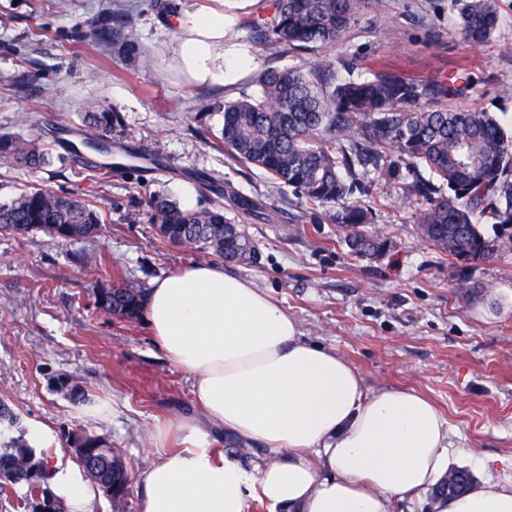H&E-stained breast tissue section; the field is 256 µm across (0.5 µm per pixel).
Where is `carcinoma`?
<instances>
[{"mask_svg":"<svg viewBox=\"0 0 512 512\" xmlns=\"http://www.w3.org/2000/svg\"><path fill=\"white\" fill-rule=\"evenodd\" d=\"M459 22L457 33L471 43L490 40L500 21L497 0H451ZM378 0H270L264 15L241 22L250 36L276 54L316 51L342 41L345 31L370 13ZM121 42L127 62L136 66L142 55L132 34L104 27L99 43ZM333 66L312 61L288 69L268 67L257 78L258 91L224 103L219 141L237 162L262 170L275 185L293 188L309 202L337 209L352 253L367 257L384 252L388 240L369 228L368 210L347 200L360 181H346L341 170L377 166L392 156L426 168L432 179L418 178L411 188L424 204L417 215L421 238L460 261L488 260L512 246V134L490 113L442 104L461 88L443 83L422 84L394 72L381 71L367 81L332 84ZM84 125L106 139L123 126L118 112H86ZM37 129L28 136L0 134V165L39 169L50 164V152ZM207 182L214 197L206 205L184 210L165 193L148 203L152 230L161 240L201 253L248 263L258 252L247 231L224 215V190L216 179ZM487 215L503 233L488 239L474 223ZM101 216L75 195L35 188L0 202V233L24 235L42 231L61 240L100 234ZM98 305L127 321L140 318L145 293L140 288L98 289ZM13 433L0 443V471L17 480L0 484V494L24 484L18 508L43 512L50 497L48 457L30 444L27 431L7 404L0 418ZM85 449L77 455L87 477L115 499L128 491L129 476L121 456L99 438L73 435ZM473 478L455 469L435 490L452 496L466 492Z\"/></svg>","mask_w":512,"mask_h":512,"instance_id":"carcinoma-1","label":"carcinoma"}]
</instances>
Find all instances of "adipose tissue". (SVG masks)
I'll use <instances>...</instances> for the list:
<instances>
[{"label":"adipose tissue","mask_w":512,"mask_h":512,"mask_svg":"<svg viewBox=\"0 0 512 512\" xmlns=\"http://www.w3.org/2000/svg\"><path fill=\"white\" fill-rule=\"evenodd\" d=\"M178 67L188 83L223 81L224 12L203 5L174 20ZM145 313L167 358L195 378L208 423L265 448L247 470L211 450L195 420L180 447L140 479L142 512H245L248 496L277 512H391L448 472V420L413 391L370 396L361 375L302 339L297 320L254 282L210 264L156 280ZM434 512H512V482L485 477Z\"/></svg>","instance_id":"adipose-tissue-1"}]
</instances>
